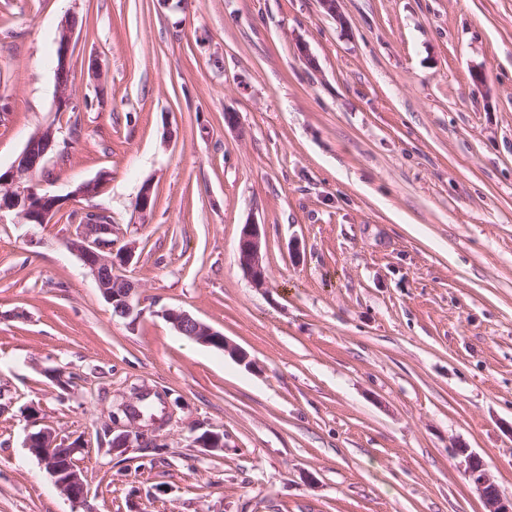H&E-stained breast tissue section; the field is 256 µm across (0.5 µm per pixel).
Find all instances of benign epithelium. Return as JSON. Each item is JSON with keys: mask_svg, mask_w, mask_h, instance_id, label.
I'll list each match as a JSON object with an SVG mask.
<instances>
[{"mask_svg": "<svg viewBox=\"0 0 512 512\" xmlns=\"http://www.w3.org/2000/svg\"><path fill=\"white\" fill-rule=\"evenodd\" d=\"M77 29V19L67 15L59 26V43L63 65H69L70 49ZM78 106L73 89L69 85L57 83L56 109L65 111ZM55 128L49 124L39 128L28 139L22 152L7 169L6 175L0 177V218L6 212L16 215L24 224L44 226L55 223V218L63 212L72 215L71 223L76 225V232L65 241L66 248L75 254L95 279L103 299L112 306V315L126 319L135 324L141 310L134 304L136 285L118 273L129 263L132 248L116 247L112 242V219L109 212L101 209L78 208L75 202L93 196L92 188L109 179L103 172L95 179L79 184L67 196L49 193L34 195L29 183L38 170V164L48 153L41 140L54 141ZM239 264L255 288H264L268 283V268L262 253V235L260 225L253 222L242 225L238 241ZM160 315L183 336L206 346L218 345L230 351L239 360L247 358L245 352L233 347L223 333L201 322L186 311L165 308ZM135 422H129V429L112 439V450L128 448L139 442L151 448H160L162 444L155 439H147L144 434L134 429ZM26 447L39 461L40 465L53 478L55 486L76 507L83 512H92L87 504L88 479L74 455L81 449L79 442L59 437L49 426H43L30 432L26 438ZM454 457L460 459V467L468 481L473 485L486 507V512H512V500L502 498L497 484L487 470L485 461L467 448L453 449Z\"/></svg>", "mask_w": 512, "mask_h": 512, "instance_id": "7a95c632", "label": "benign epithelium"}]
</instances>
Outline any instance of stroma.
Here are the masks:
<instances>
[{
	"mask_svg": "<svg viewBox=\"0 0 512 512\" xmlns=\"http://www.w3.org/2000/svg\"><path fill=\"white\" fill-rule=\"evenodd\" d=\"M341 8L0 0V169L51 123L68 149L42 190L109 172L91 203L133 248L142 312L113 316L66 220L0 218V512H73L25 446L36 420L79 441L94 512H485L458 446L512 498V0ZM72 13L75 143L55 108ZM249 221L262 290L239 265ZM140 393L170 417L164 447L112 450ZM77 29V19L75 16L67 15L62 19L59 26L60 38L58 42L61 46V59L65 67L69 65L70 49ZM239 264L254 288H266L268 268L262 253L260 224H243L238 241ZM160 315L183 336L206 346L218 345L236 356L240 361H246L247 355L236 347H232L223 333L201 322L186 311L174 308L161 310Z\"/></svg>",
	"mask_w": 512,
	"mask_h": 512,
	"instance_id": "stroma-1",
	"label": "stroma"
}]
</instances>
